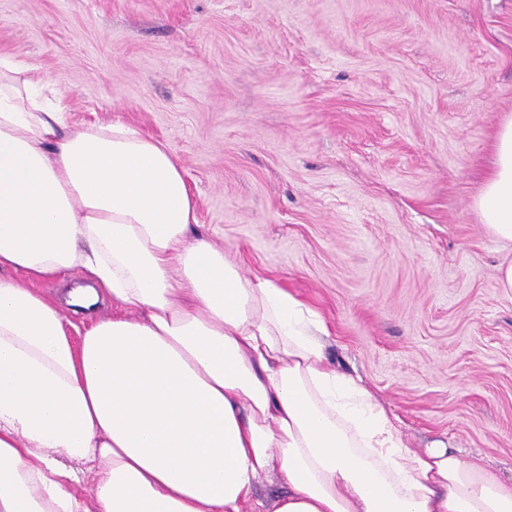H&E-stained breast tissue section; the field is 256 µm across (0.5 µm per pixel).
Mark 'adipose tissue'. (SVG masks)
Returning <instances> with one entry per match:
<instances>
[{
    "label": "adipose tissue",
    "mask_w": 512,
    "mask_h": 512,
    "mask_svg": "<svg viewBox=\"0 0 512 512\" xmlns=\"http://www.w3.org/2000/svg\"><path fill=\"white\" fill-rule=\"evenodd\" d=\"M46 86L0 55V512H245L274 474L272 512H512V478L406 448L328 363L320 316L194 233L166 144L120 123L69 131ZM474 207L512 246V115ZM71 270L100 288L73 307L117 309L77 341L30 285Z\"/></svg>",
    "instance_id": "ef3b65f1"
}]
</instances>
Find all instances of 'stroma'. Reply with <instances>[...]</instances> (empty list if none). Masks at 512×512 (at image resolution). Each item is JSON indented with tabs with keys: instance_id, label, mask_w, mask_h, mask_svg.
<instances>
[{
	"instance_id": "obj_1",
	"label": "stroma",
	"mask_w": 512,
	"mask_h": 512,
	"mask_svg": "<svg viewBox=\"0 0 512 512\" xmlns=\"http://www.w3.org/2000/svg\"><path fill=\"white\" fill-rule=\"evenodd\" d=\"M70 125L166 142L201 231L324 320L328 362L512 476V258L474 200L512 114V0H0Z\"/></svg>"
}]
</instances>
